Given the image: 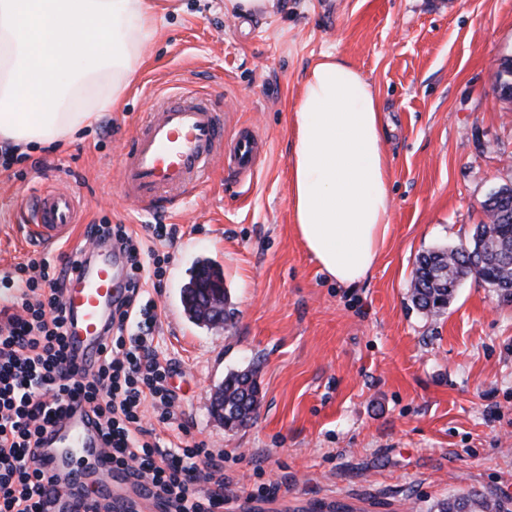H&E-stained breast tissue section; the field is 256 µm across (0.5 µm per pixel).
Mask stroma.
<instances>
[{"label":"stroma","instance_id":"35a3bbf8","mask_svg":"<svg viewBox=\"0 0 512 512\" xmlns=\"http://www.w3.org/2000/svg\"><path fill=\"white\" fill-rule=\"evenodd\" d=\"M134 84L90 128L0 167V265L43 252L20 241L23 203L63 185L88 224H173L154 344L172 365L177 420L224 449V512H430L478 491L512 510V303L467 278L447 308L418 310L416 259L468 245L486 196L512 181V104L496 90L512 56V0H276L239 14L224 0H164ZM325 52L351 62L382 106L391 230L359 285L330 282L299 241L289 172L292 112ZM183 83L224 111V135L268 142L254 176L216 167L179 212L150 213L118 188L120 155L155 95ZM224 272L231 322L189 321L180 290L199 260ZM259 365L260 403L228 430L212 394Z\"/></svg>","mask_w":512,"mask_h":512}]
</instances>
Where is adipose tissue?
Returning a JSON list of instances; mask_svg holds the SVG:
<instances>
[{
    "instance_id": "1",
    "label": "adipose tissue",
    "mask_w": 512,
    "mask_h": 512,
    "mask_svg": "<svg viewBox=\"0 0 512 512\" xmlns=\"http://www.w3.org/2000/svg\"><path fill=\"white\" fill-rule=\"evenodd\" d=\"M157 0H0V142L45 146L93 125L121 99L164 20ZM379 101L346 59L323 54L294 112L290 197L321 272L358 285L389 228Z\"/></svg>"
}]
</instances>
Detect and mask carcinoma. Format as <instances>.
Returning <instances> with one entry per match:
<instances>
[{
	"label": "carcinoma",
	"mask_w": 512,
	"mask_h": 512,
	"mask_svg": "<svg viewBox=\"0 0 512 512\" xmlns=\"http://www.w3.org/2000/svg\"><path fill=\"white\" fill-rule=\"evenodd\" d=\"M501 98L512 103V57L502 59L497 73ZM490 223L476 227L473 244L455 250L431 251L419 257L412 276V302L422 311L438 314L447 308L454 293L450 285L469 275L494 288L497 297L512 300V265L499 263L498 254L512 252V185H503L482 202ZM224 285L221 270L208 261H199L182 289L184 310L190 320L209 325L202 302L206 290ZM257 368L229 373L216 392L212 407L224 427L247 424L258 407ZM437 512H512L500 501L471 492L453 495L435 504Z\"/></svg>",
	"instance_id": "1"
}]
</instances>
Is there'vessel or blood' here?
Instances as JSON below:
<instances>
[{"instance_id":"b4317fda","label":"vessel or blood","mask_w":512,"mask_h":512,"mask_svg":"<svg viewBox=\"0 0 512 512\" xmlns=\"http://www.w3.org/2000/svg\"><path fill=\"white\" fill-rule=\"evenodd\" d=\"M266 143L250 126L232 145L224 143V115L208 96L173 86L157 95L155 107L138 125L120 159V190L143 208H178L202 186L220 162L250 173ZM75 194L59 188L26 199L24 230L42 246L68 242L80 222ZM130 269L108 244L85 246L62 291L69 354L76 363L94 359L109 340L112 311L125 295ZM46 479L60 487L48 497L50 512H76L84 491L102 490L112 512H162L144 487L112 462L90 406L72 403L42 435L36 450Z\"/></svg>"}]
</instances>
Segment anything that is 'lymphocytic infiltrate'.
<instances>
[{"instance_id":"f902f5d3","label":"lymphocytic infiltrate","mask_w":512,"mask_h":512,"mask_svg":"<svg viewBox=\"0 0 512 512\" xmlns=\"http://www.w3.org/2000/svg\"><path fill=\"white\" fill-rule=\"evenodd\" d=\"M86 234L111 237L127 254L131 295L112 318L109 345L80 370L67 352L66 267L47 257L15 266L14 312L0 325V512H45L36 447L76 398L92 404L113 463L148 484L166 512H224L231 480L223 451L203 441L168 448L144 425L149 409L164 426L176 421L172 368L153 345L160 315L149 294L161 286L164 261L127 225L91 224Z\"/></svg>"}]
</instances>
